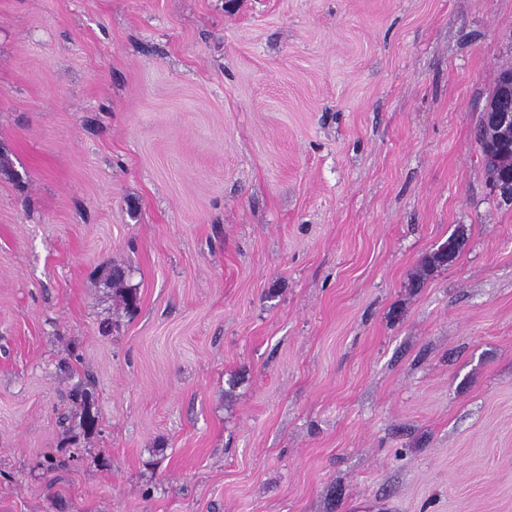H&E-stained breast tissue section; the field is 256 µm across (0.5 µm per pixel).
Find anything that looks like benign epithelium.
<instances>
[{
  "label": "benign epithelium",
  "instance_id": "1",
  "mask_svg": "<svg viewBox=\"0 0 512 512\" xmlns=\"http://www.w3.org/2000/svg\"><path fill=\"white\" fill-rule=\"evenodd\" d=\"M484 166H498V176L489 179L491 192L500 199L512 203V157L501 150V145L512 143V72L500 77L494 98L482 112L479 134ZM466 246L463 232L438 245L433 253L452 263V257L460 254Z\"/></svg>",
  "mask_w": 512,
  "mask_h": 512
}]
</instances>
